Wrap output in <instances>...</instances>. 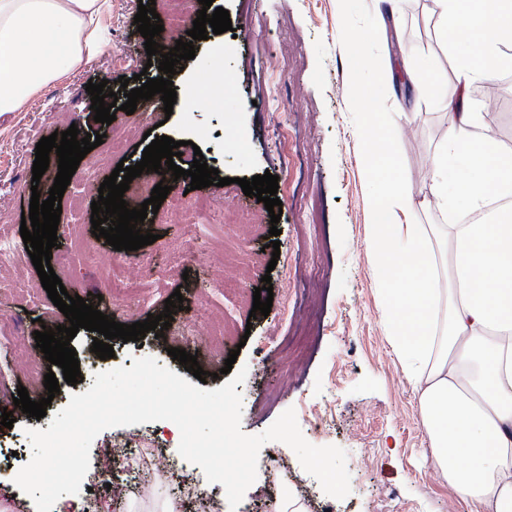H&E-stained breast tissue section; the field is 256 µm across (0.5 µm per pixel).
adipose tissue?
I'll return each mask as SVG.
<instances>
[{
    "label": "adipose tissue",
    "instance_id": "ef3b65f1",
    "mask_svg": "<svg viewBox=\"0 0 512 512\" xmlns=\"http://www.w3.org/2000/svg\"><path fill=\"white\" fill-rule=\"evenodd\" d=\"M443 38L469 22L477 51L462 79L429 81L445 137L429 171L451 224H417L415 192L393 161L397 127L367 115L363 165L375 184L368 252L389 341L414 387L432 463L471 512H512V150L470 87L512 71V0H438ZM110 0H0V112L18 111L99 48Z\"/></svg>",
    "mask_w": 512,
    "mask_h": 512
}]
</instances>
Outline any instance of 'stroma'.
Segmentation results:
<instances>
[{"label":"stroma","instance_id":"stroma-1","mask_svg":"<svg viewBox=\"0 0 512 512\" xmlns=\"http://www.w3.org/2000/svg\"><path fill=\"white\" fill-rule=\"evenodd\" d=\"M228 10L230 31L195 41L194 59L184 61L172 77L175 89L212 67L216 43L224 45V97L201 96L194 111L174 104L168 121H159L148 101L133 114L120 111L111 124L94 121L87 83L134 76L159 77L160 55H147L134 17L139 0H112L100 20L104 43L91 60L66 71L41 89L20 111L0 113V225L19 236L22 215L32 194L48 199L58 173V156L50 154L40 182L32 180L36 145L41 138L77 125L81 133H112L128 125L135 134L120 150L101 144L88 153L93 179L103 183L120 161L136 164L155 131L190 141L208 166L230 185L191 189L189 177L165 176L163 185L185 194L187 202L208 198L211 209L194 223L144 220L141 229L155 234L153 244L131 252L128 272L137 283L125 314L120 297L106 288L117 253L105 239L95 238L91 201L70 183L62 198L57 230L61 249L72 251L69 268L58 270L68 294H76L117 322L132 324L163 312L173 292H181L183 310L174 322L186 331L182 349L210 370L209 333L227 325L232 337L225 353H236V367L247 374L236 390L242 396L241 429L254 435L266 430L285 410L299 413L305 439L317 446L334 445L347 454L350 492L342 499L320 494L305 499L307 512H470L447 480L429 463L430 443L412 384L387 338L382 320L384 299L373 277L367 251L368 211L375 186L364 172L363 144L357 127L367 112L392 116L403 127L394 144L397 167L416 194L420 224L447 223L446 213L427 191L431 160L444 133V108L415 84L402 88L397 79L376 80L366 71L362 86L350 87L352 37L365 40L368 56L389 61L396 74L413 66L418 76L435 72L456 83L458 55L440 37L435 0H215ZM499 100L484 112L483 127L512 150V79L501 75L470 89L483 102L485 88ZM271 173L278 177L282 202L280 254L296 262L300 285L291 307L274 300L269 316H251L253 291L264 275L274 290L283 286V265H271L268 231L254 233L237 225L240 211H254L261 224L269 213L256 197L245 195L240 179ZM236 224L237 241L256 262V274L238 283L224 269V254L213 249L224 227ZM66 325L43 288L28 252L0 266V408L12 407L19 387L31 400L46 396L44 376L50 366L34 339L37 322ZM84 384H61L43 418L14 422L0 430V512H36L33 500L14 482L32 457L28 429H48L52 416ZM152 438L156 448L177 462L200 492L223 506L222 512H273L286 489L299 487L306 472L284 443L265 444L259 453L257 479L237 509L226 505L222 484L208 482L203 470L178 453L180 436L169 422L112 427L99 433L90 448V468L78 504L89 512H171L173 484L153 481L149 496L129 490L133 480L127 463L115 461L121 442ZM289 469L275 474L273 457ZM116 475L114 489L92 499L89 488L104 472Z\"/></svg>","mask_w":512,"mask_h":512}]
</instances>
